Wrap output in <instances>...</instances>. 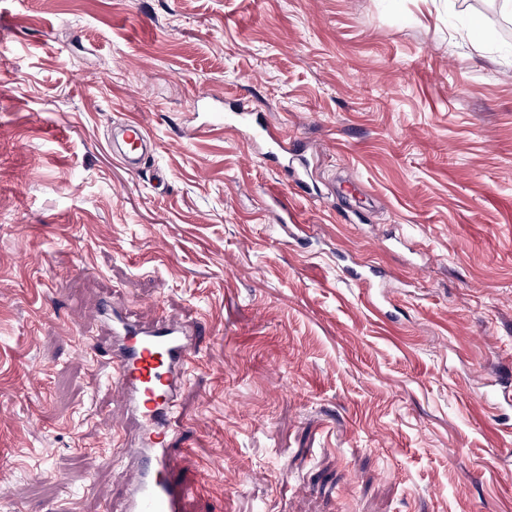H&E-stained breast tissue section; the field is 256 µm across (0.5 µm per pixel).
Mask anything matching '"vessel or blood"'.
Segmentation results:
<instances>
[{"label":"vessel or blood","instance_id":"vessel-or-blood-1","mask_svg":"<svg viewBox=\"0 0 512 512\" xmlns=\"http://www.w3.org/2000/svg\"><path fill=\"white\" fill-rule=\"evenodd\" d=\"M227 126L246 131L249 138L264 140L271 131L263 113L241 105L224 118L206 122V129ZM152 141L143 126L124 122L114 127L112 151L127 169L139 171ZM102 316L111 341L112 384L127 398L131 415L138 421L141 435L125 451L136 465L123 512H181L191 490L172 476L169 444L181 427L173 416L179 390L196 354V326L169 318L150 325L130 321L113 306L102 302Z\"/></svg>","mask_w":512,"mask_h":512}]
</instances>
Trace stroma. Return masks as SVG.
<instances>
[{
	"label": "stroma",
	"mask_w": 512,
	"mask_h": 512,
	"mask_svg": "<svg viewBox=\"0 0 512 512\" xmlns=\"http://www.w3.org/2000/svg\"><path fill=\"white\" fill-rule=\"evenodd\" d=\"M226 104L301 150L319 199L203 130ZM123 120L154 143L137 173ZM107 295L204 328L184 512H512V407L478 400L512 394V14L0 0V512L123 506L139 427L83 338ZM151 147L152 140L140 123L123 122L113 128L112 152L119 155L132 172L140 170Z\"/></svg>",
	"instance_id": "35a3bbf8"
}]
</instances>
